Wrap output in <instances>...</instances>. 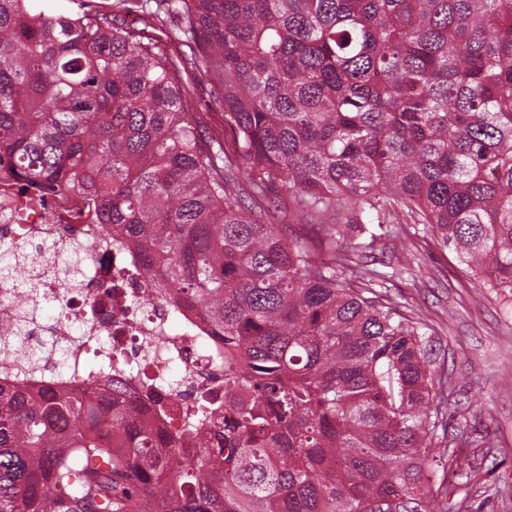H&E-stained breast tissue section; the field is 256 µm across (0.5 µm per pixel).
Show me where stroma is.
Here are the masks:
<instances>
[{"label":"stroma","mask_w":512,"mask_h":512,"mask_svg":"<svg viewBox=\"0 0 512 512\" xmlns=\"http://www.w3.org/2000/svg\"><path fill=\"white\" fill-rule=\"evenodd\" d=\"M384 219L350 233L346 256L379 271L372 287L394 312L418 319L433 367L451 376L449 413L437 428L448 442L454 484L439 495L443 469L430 472L432 512H512V306L473 275L430 231L413 224L405 236ZM407 254V267L397 265Z\"/></svg>","instance_id":"35a3bbf8"}]
</instances>
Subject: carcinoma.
<instances>
[{"label":"carcinoma","instance_id":"1","mask_svg":"<svg viewBox=\"0 0 512 512\" xmlns=\"http://www.w3.org/2000/svg\"><path fill=\"white\" fill-rule=\"evenodd\" d=\"M175 15L179 57L151 23ZM186 65L224 137L185 112ZM0 170L78 198L224 342V402L170 439L103 371L94 399L0 385V512H429L448 386L375 271L320 255L400 212L512 298V0H0ZM26 334L0 323V365L47 356Z\"/></svg>","mask_w":512,"mask_h":512}]
</instances>
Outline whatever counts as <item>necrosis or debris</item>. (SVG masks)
I'll list each match as a JSON object with an SVG mask.
<instances>
[{"instance_id": "obj_1", "label": "necrosis or debris", "mask_w": 512, "mask_h": 512, "mask_svg": "<svg viewBox=\"0 0 512 512\" xmlns=\"http://www.w3.org/2000/svg\"><path fill=\"white\" fill-rule=\"evenodd\" d=\"M0 224L26 253L20 283L0 282V321L16 315L14 296H21L35 310L55 304L60 308L48 322L32 321L27 342H44L64 348L62 360L48 366L0 372V382H23L38 390L51 385L61 390L92 392L88 380L92 366L120 360L112 377L121 379L130 399L147 411L155 431L164 437L182 429V407L224 373V346L209 336L204 325L181 318L172 325V313L160 299L143 302L148 283L139 274L134 254L111 244L84 256L76 275L68 273V258L85 236L97 234L70 196L28 201L11 189L0 172ZM155 360L169 381L164 406L143 394L138 368Z\"/></svg>"}]
</instances>
